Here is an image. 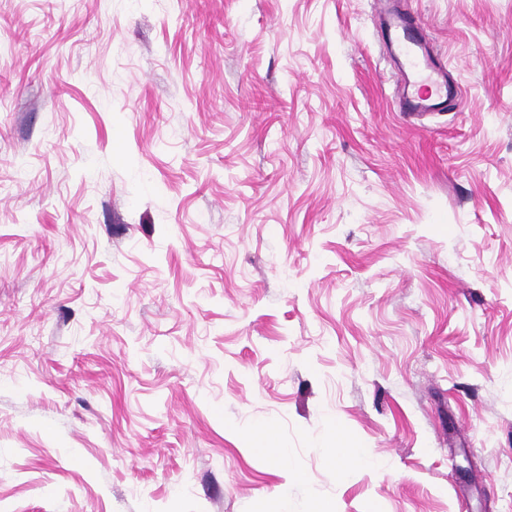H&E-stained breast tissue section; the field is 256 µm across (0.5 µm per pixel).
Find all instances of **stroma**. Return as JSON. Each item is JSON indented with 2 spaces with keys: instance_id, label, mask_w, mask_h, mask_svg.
<instances>
[{
  "instance_id": "obj_1",
  "label": "stroma",
  "mask_w": 512,
  "mask_h": 512,
  "mask_svg": "<svg viewBox=\"0 0 512 512\" xmlns=\"http://www.w3.org/2000/svg\"><path fill=\"white\" fill-rule=\"evenodd\" d=\"M283 500L512 512V0H0V512ZM384 25L389 34L395 37L396 48L401 56V70L406 74L419 73L427 70L433 75V81H423L421 86L428 89L430 95L423 96L419 93L411 97H405L401 103L396 102L397 108L404 112L405 116H411L420 112H442L448 106H459L461 92L448 84V79L443 74L445 65L436 62L428 54L419 52L421 48L417 32L413 25L406 23L400 17L387 15L384 17ZM442 80H438V76ZM254 433L259 448L256 450L267 453L274 457L280 464H287L291 468L290 461L287 460V455L283 448H273L271 442L272 429L263 426H257L254 428ZM325 448L326 456L332 464H335L336 459H341L345 465V468L350 471H368L378 469L371 468L373 465V457L368 448L365 446H352L349 444L347 439L339 434L336 439V444H332Z\"/></svg>"
}]
</instances>
